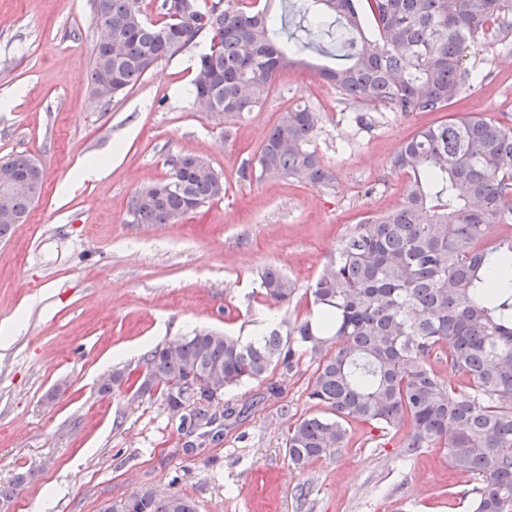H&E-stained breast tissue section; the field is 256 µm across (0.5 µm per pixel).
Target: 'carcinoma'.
<instances>
[{
    "label": "carcinoma",
    "instance_id": "carcinoma-1",
    "mask_svg": "<svg viewBox=\"0 0 512 512\" xmlns=\"http://www.w3.org/2000/svg\"><path fill=\"white\" fill-rule=\"evenodd\" d=\"M142 0H95L96 25L112 43H93L88 94L98 104L133 88L160 63L203 35L192 80L194 98L234 118L261 107L277 75L305 49L283 43L285 18L269 3L257 10L224 0L215 12L195 0L200 25L185 26L160 4L161 19L144 17ZM360 0H299L318 24L344 25L345 63L324 72L344 100L380 105L404 115L451 105L470 82L465 51L486 28L512 32V0H367L378 38L358 46L364 19ZM318 113L298 103L283 112L239 178L293 179L332 187L336 174L311 142ZM18 188L10 196L16 223L26 222L41 195L44 174L29 156L1 158ZM407 176L400 206L360 225L332 252L311 288L318 313L281 334L273 328L245 342L199 330L144 354L132 396L182 402L180 425L206 417L197 401L208 388L183 393L190 375L215 379L221 395L309 357L317 366L308 398L323 415L288 427L285 453L304 467L345 444V423H367L387 435L408 428L401 453L445 450L449 466L476 484L466 491L472 512H512V129L482 116L428 125L405 139L391 160ZM169 175L135 192L138 224H175L191 210L224 196V178L201 156L180 154ZM14 223V224H16ZM0 221V238L14 228ZM503 234L484 245V227ZM260 287L273 303L293 301L296 286L278 268H265ZM444 360L471 381L451 395L430 359ZM103 512H197L179 492L131 493L120 509Z\"/></svg>",
    "mask_w": 512,
    "mask_h": 512
}]
</instances>
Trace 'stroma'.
<instances>
[{
    "instance_id": "obj_1",
    "label": "stroma",
    "mask_w": 512,
    "mask_h": 512,
    "mask_svg": "<svg viewBox=\"0 0 512 512\" xmlns=\"http://www.w3.org/2000/svg\"><path fill=\"white\" fill-rule=\"evenodd\" d=\"M288 35L314 46L258 111L228 121L198 111L192 79L205 36L96 107L86 90L93 0H0V157L29 154L45 175L26 223L0 242V325L12 328L0 345V485L32 474L0 512H100L142 488L184 494L199 512H470L453 491L465 477L443 449L405 459L401 434L358 421L333 456L291 464L289 424L320 411L307 397L308 358L233 392L232 417L206 405L191 433L159 400L99 392L113 369L193 330L245 338L308 318L327 256L401 204L406 177L390 160L404 139L460 113L512 128V39L480 38L466 61L473 87L458 102L402 116L343 103L324 80L322 68L340 63V40L294 12ZM300 101L320 114L312 146L335 171V190L239 181L242 161ZM116 145L105 175L72 186L80 160ZM183 153L222 174L223 198L175 224L135 223L132 196ZM269 266L295 282L290 305L263 297Z\"/></svg>"
}]
</instances>
